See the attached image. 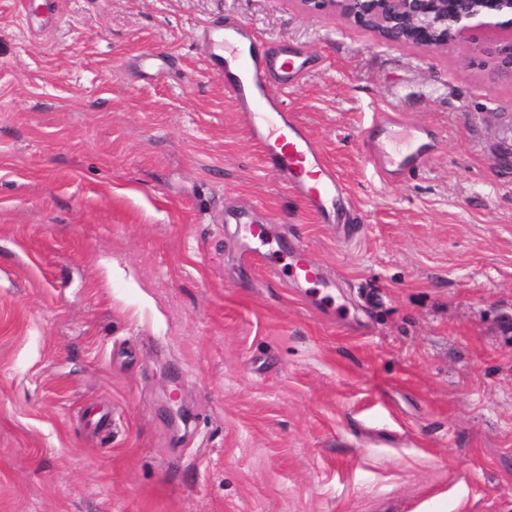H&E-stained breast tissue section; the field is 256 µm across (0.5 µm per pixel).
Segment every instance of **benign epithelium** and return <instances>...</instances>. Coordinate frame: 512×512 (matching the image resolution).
Instances as JSON below:
<instances>
[{"instance_id":"obj_1","label":"benign epithelium","mask_w":512,"mask_h":512,"mask_svg":"<svg viewBox=\"0 0 512 512\" xmlns=\"http://www.w3.org/2000/svg\"><path fill=\"white\" fill-rule=\"evenodd\" d=\"M374 33L379 42L440 51L464 44V66L512 82V0H298Z\"/></svg>"}]
</instances>
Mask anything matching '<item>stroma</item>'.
<instances>
[{
  "label": "stroma",
  "mask_w": 512,
  "mask_h": 512,
  "mask_svg": "<svg viewBox=\"0 0 512 512\" xmlns=\"http://www.w3.org/2000/svg\"><path fill=\"white\" fill-rule=\"evenodd\" d=\"M227 18L314 57L285 98L355 238L264 168ZM464 54L296 0H0V512H512V84ZM392 109L443 141L385 186ZM318 275V266L310 259L306 248L298 244L293 251L292 263L289 264V276L293 280L304 279L311 282L316 280Z\"/></svg>",
  "instance_id": "1"
}]
</instances>
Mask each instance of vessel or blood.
<instances>
[{
    "instance_id": "b4317fda",
    "label": "vessel or blood",
    "mask_w": 512,
    "mask_h": 512,
    "mask_svg": "<svg viewBox=\"0 0 512 512\" xmlns=\"http://www.w3.org/2000/svg\"><path fill=\"white\" fill-rule=\"evenodd\" d=\"M202 50L213 67L223 69L224 89L237 110L251 117L249 133L262 147L268 171L288 184L308 213L323 223L335 222L348 188L284 99L311 70V56L290 44L269 50L246 24L231 18L206 34ZM362 147L366 163L387 184L424 166L438 149L437 143L424 141L422 129L387 113L373 121ZM361 222L353 213L335 223L346 231ZM289 275L308 282L317 279L319 268L304 246L294 249Z\"/></svg>"
}]
</instances>
